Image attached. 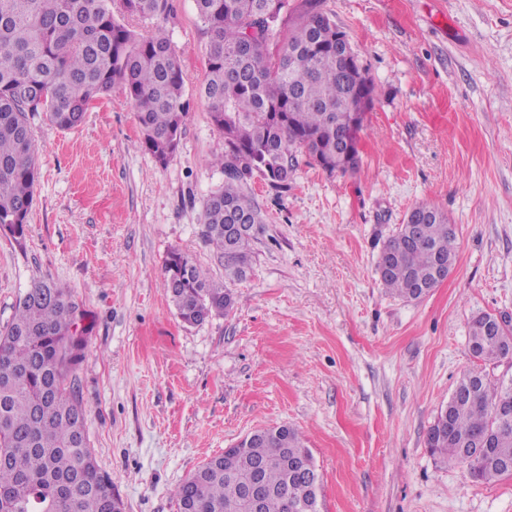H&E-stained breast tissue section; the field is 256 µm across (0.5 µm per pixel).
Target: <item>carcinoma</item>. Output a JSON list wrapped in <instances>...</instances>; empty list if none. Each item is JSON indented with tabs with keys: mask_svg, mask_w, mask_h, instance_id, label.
Masks as SVG:
<instances>
[{
	"mask_svg": "<svg viewBox=\"0 0 512 512\" xmlns=\"http://www.w3.org/2000/svg\"><path fill=\"white\" fill-rule=\"evenodd\" d=\"M210 36L200 95L224 137L213 163L224 185L204 207L205 243L224 279L195 258L170 252L165 288L180 320L197 325L234 306L228 284L247 276L261 231L246 187L253 173L285 188L303 151L323 171L357 169L364 99L374 97L367 70L350 68L346 34L324 0H195ZM171 0H0V233L21 242L34 200L36 157L30 119L38 113L72 129L94 100L122 85L135 110L140 147L155 161L177 151L189 111L181 62L164 25ZM151 25L143 36L125 24ZM457 245L448 215L422 201L380 250L376 270L392 295L423 298L450 272ZM473 318L468 348L484 369L463 375L427 432L430 451L491 482L512 476V382L494 369L512 356V324ZM84 313L49 279L33 282L0 331V512H120L112 479L85 438V409L68 374L83 357ZM490 445L472 457L470 449ZM260 476V512H319V472L298 432L258 430L210 458L176 490L180 512H249L248 483Z\"/></svg>",
	"mask_w": 512,
	"mask_h": 512,
	"instance_id": "1",
	"label": "carcinoma"
}]
</instances>
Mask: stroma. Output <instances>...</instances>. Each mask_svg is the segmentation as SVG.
Instances as JSON below:
<instances>
[{"label": "stroma", "mask_w": 512, "mask_h": 512, "mask_svg": "<svg viewBox=\"0 0 512 512\" xmlns=\"http://www.w3.org/2000/svg\"><path fill=\"white\" fill-rule=\"evenodd\" d=\"M375 84L361 162L330 174L297 152L287 189L261 176L263 218L232 312L181 322L170 251L223 271L202 238L224 182V139L199 89L209 36L172 0L166 36L189 113L159 165L121 86L80 125L31 119L38 178L23 244L0 236V329L34 280L85 313L74 372L85 428L124 512H179L175 490L250 432L302 433L320 512H512V478L485 483L426 435L459 378L479 370L471 319L512 318V0H325ZM431 200L456 231L448 277L418 301L386 292L384 241Z\"/></svg>", "instance_id": "35a3bbf8"}]
</instances>
